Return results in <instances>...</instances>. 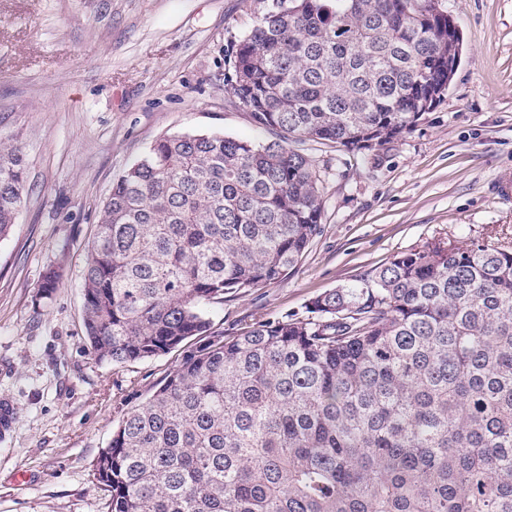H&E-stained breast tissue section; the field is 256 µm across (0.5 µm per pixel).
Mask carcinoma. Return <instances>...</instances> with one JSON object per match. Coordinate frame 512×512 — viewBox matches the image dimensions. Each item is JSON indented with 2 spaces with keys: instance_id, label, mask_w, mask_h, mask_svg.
Masks as SVG:
<instances>
[{
  "instance_id": "obj_1",
  "label": "carcinoma",
  "mask_w": 512,
  "mask_h": 512,
  "mask_svg": "<svg viewBox=\"0 0 512 512\" xmlns=\"http://www.w3.org/2000/svg\"><path fill=\"white\" fill-rule=\"evenodd\" d=\"M271 0L224 86L271 135L156 140L112 184L88 250L100 363H179L126 413L94 475L108 512H512V249L416 246L226 336L208 307L284 280L322 233L293 138L376 167L443 99L455 32L432 0ZM27 167L0 139V238ZM61 274L49 269L38 294Z\"/></svg>"
}]
</instances>
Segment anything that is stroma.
<instances>
[{"label": "stroma", "mask_w": 512, "mask_h": 512, "mask_svg": "<svg viewBox=\"0 0 512 512\" xmlns=\"http://www.w3.org/2000/svg\"><path fill=\"white\" fill-rule=\"evenodd\" d=\"M462 33L443 100L380 167L342 146L290 141L325 177L323 232L287 279L212 307L231 335L398 253L448 237L512 247V0H445ZM262 0H0V137L17 141L24 203L0 238V512H108L93 464L180 350L102 364L84 343L83 268L113 182L160 137L266 139L224 88L226 49ZM61 267L51 298L37 291Z\"/></svg>", "instance_id": "stroma-1"}]
</instances>
